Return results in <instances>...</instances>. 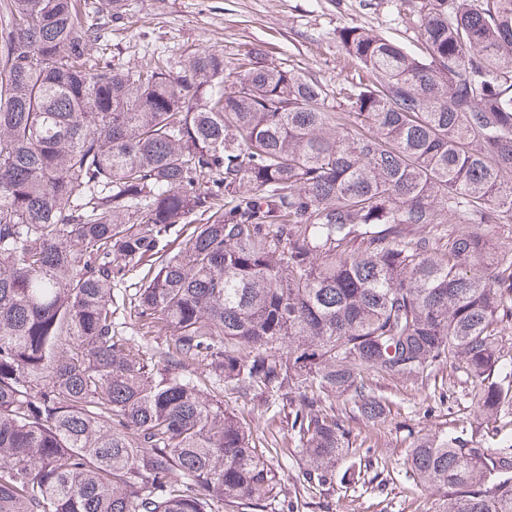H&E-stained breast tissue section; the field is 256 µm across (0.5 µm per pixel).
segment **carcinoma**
Returning a JSON list of instances; mask_svg holds the SVG:
<instances>
[{"mask_svg":"<svg viewBox=\"0 0 512 512\" xmlns=\"http://www.w3.org/2000/svg\"><path fill=\"white\" fill-rule=\"evenodd\" d=\"M118 2L0 0V512L260 507L275 475L224 385L297 390L325 482L349 448L323 397L380 419L364 373L444 362L511 429L421 437L412 477L441 512H512V0H413L412 48L341 28V112L258 47L231 82L217 49L102 64Z\"/></svg>","mask_w":512,"mask_h":512,"instance_id":"carcinoma-1","label":"carcinoma"}]
</instances>
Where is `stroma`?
Masks as SVG:
<instances>
[{
    "instance_id": "1",
    "label": "stroma",
    "mask_w": 512,
    "mask_h": 512,
    "mask_svg": "<svg viewBox=\"0 0 512 512\" xmlns=\"http://www.w3.org/2000/svg\"><path fill=\"white\" fill-rule=\"evenodd\" d=\"M112 21L109 60L135 67L164 54L180 62L191 49L216 48L233 69L253 46H263L269 61L309 72L327 89L325 107L339 109V92L358 68L337 33L358 26L413 46L415 31L404 17L407 0H120ZM368 385L386 401L385 418L369 421L353 409L351 394L326 397L349 432L359 458L357 478L331 483L308 482L310 464L290 429L295 407L280 399L224 388V406L243 426L266 440L267 458L276 487L259 512H438L441 491L428 489L410 476V451L418 438L465 431L482 446L495 445L493 425L477 413L467 397L466 375L449 366H435L413 379L382 372L369 375Z\"/></svg>"
}]
</instances>
